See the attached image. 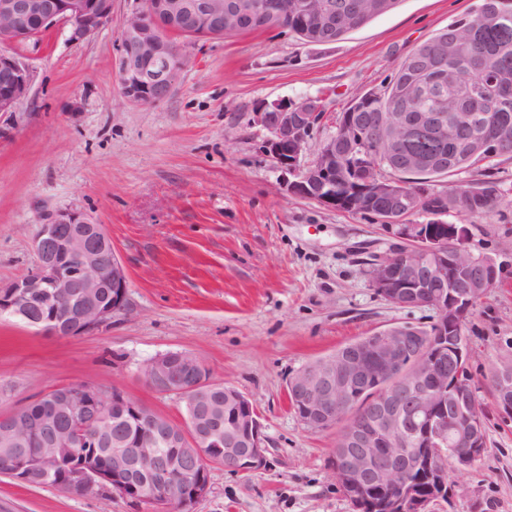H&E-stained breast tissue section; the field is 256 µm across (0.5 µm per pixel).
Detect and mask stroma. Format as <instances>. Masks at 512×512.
<instances>
[{"label": "stroma", "mask_w": 512, "mask_h": 512, "mask_svg": "<svg viewBox=\"0 0 512 512\" xmlns=\"http://www.w3.org/2000/svg\"><path fill=\"white\" fill-rule=\"evenodd\" d=\"M477 5L402 0L328 46L262 31L184 39L171 94L147 104L128 102L118 77V31L136 0H114L111 23L89 41L71 42L60 25L0 46L31 72L28 98L0 115V283L32 270L39 226L61 210L103 224L130 276L126 309L90 334L56 336L0 317V415L86 382L183 422L181 399L150 388L139 368L188 352L252 402L268 458L249 476L211 466L195 512H354L332 473L335 430L300 420L288 382L362 336L427 328L437 313L394 307L372 286L371 264L402 246L380 221L285 193L253 109L263 99L323 96L329 117L309 141L313 158L341 112L383 89L402 57ZM489 175L499 205L447 217L468 226L470 252L501 266L464 328L487 449L470 469H449L458 495L428 512H512V418L492 382L512 366V159ZM0 512L136 509L0 474Z\"/></svg>", "instance_id": "35a3bbf8"}]
</instances>
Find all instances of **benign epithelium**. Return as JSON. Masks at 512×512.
Returning <instances> with one entry per match:
<instances>
[{
    "mask_svg": "<svg viewBox=\"0 0 512 512\" xmlns=\"http://www.w3.org/2000/svg\"><path fill=\"white\" fill-rule=\"evenodd\" d=\"M114 0H0V45L18 44L69 26L70 40L85 41L112 22ZM118 36V74L125 99L156 103L168 97L182 56L173 37L222 39L227 31L266 29L270 17L288 16L286 0H138ZM298 10L317 28L336 27L332 0H299ZM447 38L421 56L432 74L427 85L467 81L448 59ZM31 89L29 68L0 52V112H11ZM416 93L391 102L390 111L364 122L344 114L306 169L300 162L314 128L326 115L323 99L306 96L260 102L254 122L267 137L263 151L283 175L286 191L324 206L366 213L383 223L404 248L377 260L369 275L377 293L399 308L430 307L438 320L428 329L395 325L364 336L330 356L304 365L288 383L301 421L315 429L340 427L333 449V476L339 489L362 504L366 491H388V512H427L432 498L418 493L411 477L427 471L440 494L452 500L457 485L448 479V461L437 450L453 440L459 468L471 467L484 448V419L473 383L456 374L469 365L463 327L472 299L499 280L500 264L476 256L466 243L464 224L438 220L452 212L448 188L408 187L401 172L423 166L405 151L407 139L426 129L449 128L456 145L452 158L436 155L440 171L459 159L471 160L485 148L473 129L485 113L478 95L469 112H416ZM497 147L512 155V128L499 126ZM362 171L357 186L336 194L346 171ZM430 216L425 224H404L402 214ZM36 263L25 277L0 283V315L23 317L31 326L57 336L89 334L125 309L129 274L112 250L103 225L77 210L55 213L34 240ZM47 295L50 310L33 314L30 302ZM154 390L180 397L189 409L183 424L114 389L91 383L68 386L45 398L42 411L28 408L0 417V438L23 445L32 433L61 434L69 448L62 455L41 451L35 458L47 475L63 477L58 488L119 497L137 509L193 512L209 490L213 464L240 473L266 468L259 415L251 401L231 386L212 380L210 368L188 352H167L140 372ZM498 406L512 416V369L497 371ZM242 409L236 431L224 436V410ZM112 428L106 465L88 451L94 432ZM436 449L426 453L416 444ZM0 468L28 483L31 463L0 448Z\"/></svg>",
    "mask_w": 512,
    "mask_h": 512,
    "instance_id": "7a95c632",
    "label": "benign epithelium"
}]
</instances>
